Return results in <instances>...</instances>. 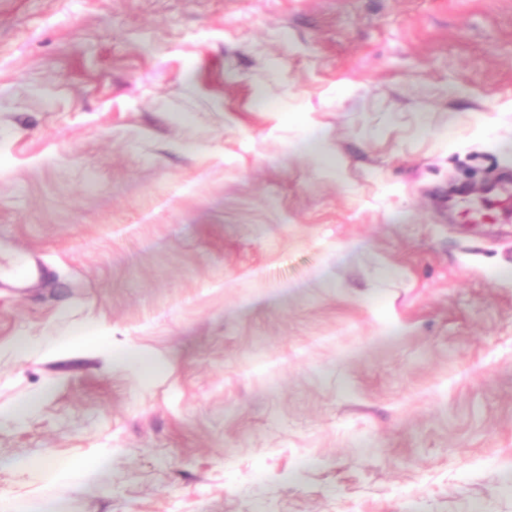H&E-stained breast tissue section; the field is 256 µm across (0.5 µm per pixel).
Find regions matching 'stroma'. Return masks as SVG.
<instances>
[{"label":"stroma","instance_id":"stroma-1","mask_svg":"<svg viewBox=\"0 0 512 512\" xmlns=\"http://www.w3.org/2000/svg\"><path fill=\"white\" fill-rule=\"evenodd\" d=\"M504 171L512 0H0V500L512 512ZM490 200L482 205H473L467 199L462 198L458 203L462 213L472 223H496L497 214L493 208H499L506 216L512 218V185L511 178H507L490 187L487 191Z\"/></svg>","mask_w":512,"mask_h":512}]
</instances>
